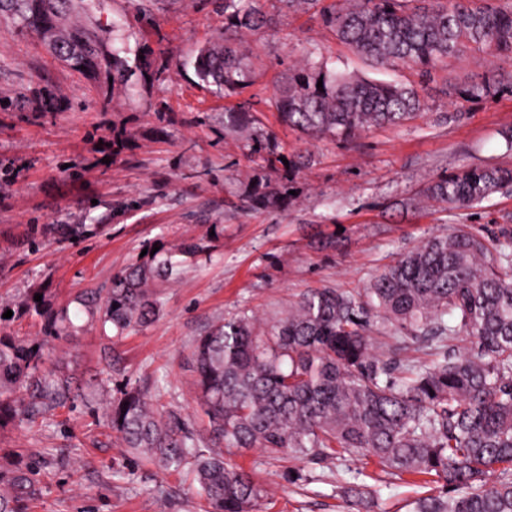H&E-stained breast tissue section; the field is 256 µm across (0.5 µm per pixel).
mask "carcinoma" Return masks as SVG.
Wrapping results in <instances>:
<instances>
[{"label": "carcinoma", "mask_w": 512, "mask_h": 512, "mask_svg": "<svg viewBox=\"0 0 512 512\" xmlns=\"http://www.w3.org/2000/svg\"><path fill=\"white\" fill-rule=\"evenodd\" d=\"M92 0H0V14L45 41L55 57L82 74L106 73L134 87L151 73L150 55L130 66L116 46L120 25L91 20ZM266 0H222L224 37L191 58L198 79L224 97L251 84L252 60L237 39L243 30L276 26ZM291 13L314 11L323 26L376 66L401 62L431 80L436 67L466 51L512 59V0H277ZM322 87H317V83ZM512 93L489 77L441 92L463 101ZM260 102L244 99L224 111V131L242 133L263 166L282 163L274 134L259 122ZM274 106L283 125L344 143L371 128L400 125L425 107L417 86L352 75L306 59L279 80ZM288 181L309 160L287 157ZM512 187V169L472 166L430 182L420 197L445 209L472 208ZM248 210L288 208L287 191L260 178L242 197ZM81 224L35 225L32 233H87ZM179 274L172 256L136 261L112 276L104 304L85 302L88 314L111 323L116 335L159 311L149 289ZM44 331L58 337L73 327L67 311L36 305ZM241 310L199 337L192 368L216 451L189 431L181 415L154 404L130 384L112 396L107 422L125 447L168 468L195 473L206 512H253L261 489L250 472L225 455L260 448L300 463L344 461L358 470L366 457L382 471L434 477L441 489L412 502L409 512H512V231L481 236L460 224L406 252L353 291L314 288L285 316L256 331ZM406 339H394L398 331ZM466 336L470 348L453 342ZM411 355L393 366L397 349ZM33 346L0 332V425L35 408L74 401L73 377L43 374ZM30 392L23 403L14 394ZM8 492L0 512H26L33 495L29 469L0 473Z\"/></svg>", "instance_id": "cac0c4a2"}]
</instances>
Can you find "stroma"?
Returning <instances> with one entry per match:
<instances>
[{
    "mask_svg": "<svg viewBox=\"0 0 512 512\" xmlns=\"http://www.w3.org/2000/svg\"><path fill=\"white\" fill-rule=\"evenodd\" d=\"M93 17L125 25L128 60L151 51L150 79L131 91L107 74L89 79L66 68L33 34L0 17V328L41 350V367L75 377L73 406L0 426V471L34 469L27 512H205L190 469L137 460L107 425L118 389L161 393L202 441L207 419L189 367L194 343L225 316L253 311L259 323L311 288L364 287L384 267L434 233L468 224L480 233L512 228V195L498 192L471 209L405 207L430 181L480 164L512 168V93L463 104L439 86L479 75L512 79V60L479 52L449 59L423 94L428 108L398 126L362 133L354 143L313 138L263 109L280 152L308 155L287 210L240 206L256 176L244 137L224 130L229 102L200 84L185 61L220 37L218 0H164L138 20L134 0H93ZM254 55L245 94L273 98L274 75L307 51L329 66L382 80L417 82L415 71L374 68L310 15L279 13L276 28L248 33ZM460 111L453 122L446 112ZM128 143L112 152L113 130ZM35 224H95L92 236L33 239ZM335 247L322 248L325 239ZM205 245L177 279L161 283V306L145 326L115 337L81 312L83 298L105 299L113 273L142 250L182 240ZM73 322L68 336L44 335L34 299ZM265 491L258 512H408L423 495L419 478L374 462L355 479L368 499L356 505L338 488L336 467L308 462L305 478L283 479L290 462L255 448L233 455Z\"/></svg>",
    "mask_w": 512,
    "mask_h": 512,
    "instance_id": "35a3bbf8",
    "label": "stroma"
}]
</instances>
